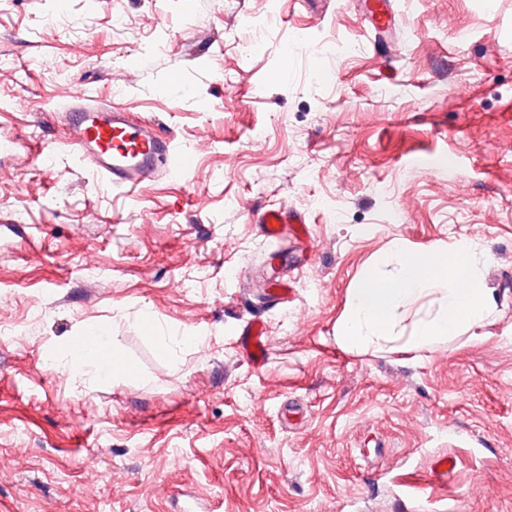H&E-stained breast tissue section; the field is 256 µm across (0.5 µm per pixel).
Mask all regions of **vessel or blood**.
<instances>
[{
	"instance_id": "obj_1",
	"label": "vessel or blood",
	"mask_w": 512,
	"mask_h": 512,
	"mask_svg": "<svg viewBox=\"0 0 512 512\" xmlns=\"http://www.w3.org/2000/svg\"><path fill=\"white\" fill-rule=\"evenodd\" d=\"M362 8L373 32L391 27L393 9L389 0H364ZM67 115L70 149L87 160L113 188L132 191L167 165L181 171L192 165L191 156L179 153L172 139L133 122L126 112L112 105L76 101ZM258 220L265 237L277 241L289 225L300 223L301 217L294 209L277 207L261 211ZM240 344L254 364L261 366L267 361L268 346L253 324L243 327Z\"/></svg>"
}]
</instances>
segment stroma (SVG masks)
I'll return each instance as SVG.
<instances>
[{
	"label": "stroma",
	"instance_id": "1",
	"mask_svg": "<svg viewBox=\"0 0 512 512\" xmlns=\"http://www.w3.org/2000/svg\"><path fill=\"white\" fill-rule=\"evenodd\" d=\"M391 2L374 44L358 0H0V512H512V0ZM77 93L192 167L109 188ZM398 242L487 254L477 336L339 341ZM89 329L135 379L72 375ZM258 220L265 237L276 241L288 231V224H305L296 210L286 207L265 209L258 213ZM264 332L258 330L252 323H247L240 333V344L249 358L257 366H262L268 360V346L262 340Z\"/></svg>",
	"mask_w": 512,
	"mask_h": 512
}]
</instances>
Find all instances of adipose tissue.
Segmentation results:
<instances>
[{
  "mask_svg": "<svg viewBox=\"0 0 512 512\" xmlns=\"http://www.w3.org/2000/svg\"><path fill=\"white\" fill-rule=\"evenodd\" d=\"M485 260L467 245L428 252L397 245L388 272L359 280L351 289L341 342L353 349L426 347L475 333L496 302L494 289L480 275ZM417 302L424 315L405 329L401 311Z\"/></svg>",
  "mask_w": 512,
  "mask_h": 512,
  "instance_id": "1",
  "label": "adipose tissue"
}]
</instances>
